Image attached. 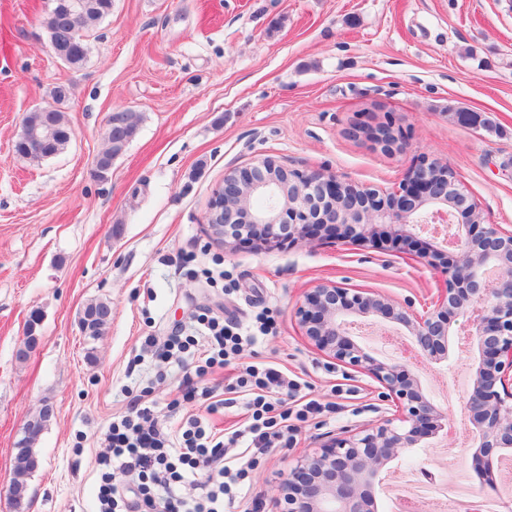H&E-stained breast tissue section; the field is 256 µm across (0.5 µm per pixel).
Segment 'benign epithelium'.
Here are the masks:
<instances>
[{
    "label": "benign epithelium",
    "instance_id": "7a95c632",
    "mask_svg": "<svg viewBox=\"0 0 512 512\" xmlns=\"http://www.w3.org/2000/svg\"><path fill=\"white\" fill-rule=\"evenodd\" d=\"M76 38L72 28L59 31L54 54L65 57ZM53 136L50 126H23L15 152L39 158ZM374 140L387 151L404 144L391 120ZM207 224L230 249L409 243L444 284L421 313L410 301L396 304L336 283L315 286L296 304L294 317L312 345L377 381L395 414L342 431L297 458L280 485L276 512H376L374 486L384 466L448 420L424 394L417 369L447 354L451 326L459 320L478 350L465 403L480 437L473 462L492 481V458L512 451V230L483 223L478 204L447 166L420 156L385 194L323 171L289 170L267 156L224 174ZM369 316L403 326L422 362L382 361L355 342L351 319Z\"/></svg>",
    "mask_w": 512,
    "mask_h": 512
}]
</instances>
